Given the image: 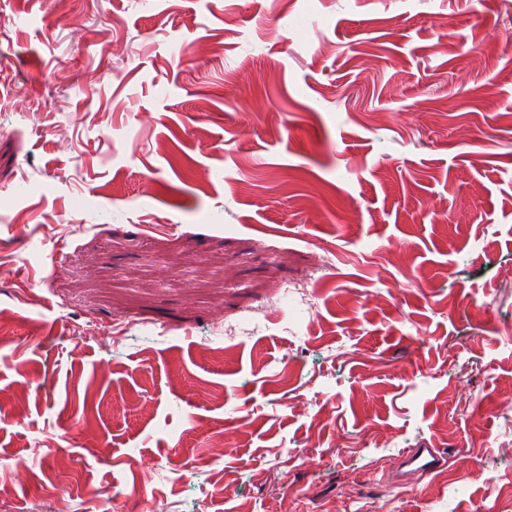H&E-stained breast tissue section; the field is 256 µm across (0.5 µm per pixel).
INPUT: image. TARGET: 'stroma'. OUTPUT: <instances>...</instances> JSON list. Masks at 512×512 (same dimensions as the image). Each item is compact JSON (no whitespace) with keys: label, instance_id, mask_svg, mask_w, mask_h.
Listing matches in <instances>:
<instances>
[{"label":"stroma","instance_id":"35a3bbf8","mask_svg":"<svg viewBox=\"0 0 512 512\" xmlns=\"http://www.w3.org/2000/svg\"><path fill=\"white\" fill-rule=\"evenodd\" d=\"M0 15V512H503L512 0ZM400 460L401 472L397 481L403 483L410 474L431 475L439 471L448 462V453L442 448H406Z\"/></svg>","mask_w":512,"mask_h":512}]
</instances>
